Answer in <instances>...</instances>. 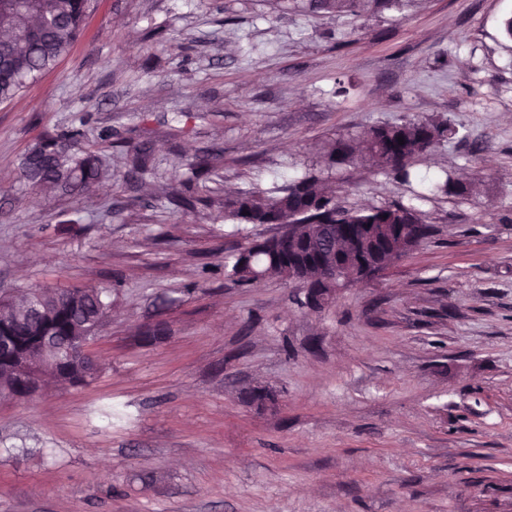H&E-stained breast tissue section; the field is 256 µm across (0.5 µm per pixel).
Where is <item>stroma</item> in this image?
I'll use <instances>...</instances> for the list:
<instances>
[{"mask_svg": "<svg viewBox=\"0 0 512 512\" xmlns=\"http://www.w3.org/2000/svg\"><path fill=\"white\" fill-rule=\"evenodd\" d=\"M510 14L93 0L71 51L0 103V298L109 291L92 380L0 396V512H512ZM410 116L455 124L416 167L472 192L325 170L326 140ZM83 117L111 181L33 192L24 154ZM138 147L151 169L128 182ZM310 168L345 206L401 201L434 227L318 310L293 283L234 285L225 255L273 229L219 217L225 193ZM256 386L274 403L250 402Z\"/></svg>", "mask_w": 512, "mask_h": 512, "instance_id": "1", "label": "stroma"}]
</instances>
